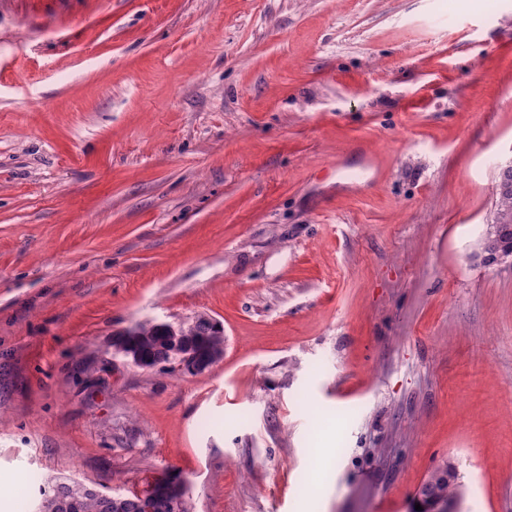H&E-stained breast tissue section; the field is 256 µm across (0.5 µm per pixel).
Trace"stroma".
<instances>
[{"mask_svg": "<svg viewBox=\"0 0 512 512\" xmlns=\"http://www.w3.org/2000/svg\"><path fill=\"white\" fill-rule=\"evenodd\" d=\"M512 0H0V512H512ZM224 328L198 374L142 323ZM478 252L512 260V165L502 167L495 199L494 223L478 244ZM510 253V255H509ZM142 336H146L139 344L138 349L142 353L144 362L136 364L141 368H149L157 363L167 362L170 358L169 349L167 347L166 331L162 330L158 325H137ZM419 493L425 497L448 500L459 497V495L463 496V488L457 481L455 468L446 463L429 475L421 484ZM95 494L103 502L104 506H110L112 510L101 511V502L95 497H88ZM88 497V498H87ZM117 502H112V497L106 492L91 488L82 481L68 478L59 482L47 496L49 510L40 512H81L85 498L86 503L83 512H140L135 503L133 493L130 495H114ZM136 502L144 512H150L151 502L159 496H166L170 499V504L165 499H159L154 506V512H180L186 509L191 511V501L187 493L185 484L180 482H155L150 488L138 492ZM171 505V508H170Z\"/></svg>", "mask_w": 512, "mask_h": 512, "instance_id": "35a3bbf8", "label": "stroma"}]
</instances>
